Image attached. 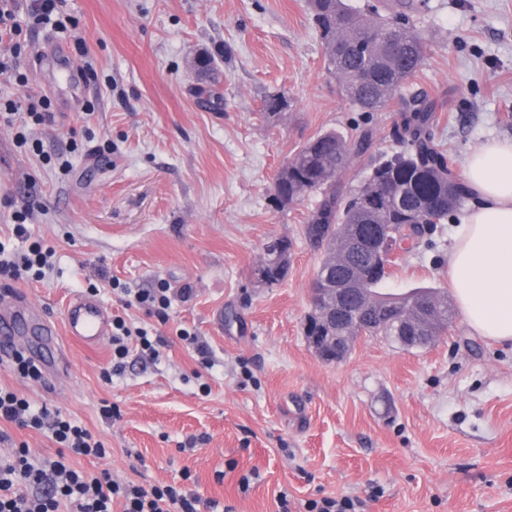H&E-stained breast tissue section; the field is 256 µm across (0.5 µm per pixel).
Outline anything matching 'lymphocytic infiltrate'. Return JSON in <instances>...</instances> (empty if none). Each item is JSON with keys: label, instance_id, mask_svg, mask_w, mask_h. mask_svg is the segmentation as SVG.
<instances>
[{"label": "lymphocytic infiltrate", "instance_id": "obj_1", "mask_svg": "<svg viewBox=\"0 0 512 512\" xmlns=\"http://www.w3.org/2000/svg\"><path fill=\"white\" fill-rule=\"evenodd\" d=\"M20 0H0V74L19 68L21 29L16 21ZM52 254L43 243L30 244L26 254L12 256L0 246V279L18 281L28 273L42 275ZM153 351L148 329L134 326L123 316L112 320V366L104 378L120 374L132 344ZM20 429L47 434L59 447L74 455H105L102 440L86 427L45 406H35L8 386L0 385V421ZM216 512L217 504L190 494L174 484L148 487L119 483L109 472L87 474L66 465L64 459L34 460L26 446L0 457V512Z\"/></svg>", "mask_w": 512, "mask_h": 512}]
</instances>
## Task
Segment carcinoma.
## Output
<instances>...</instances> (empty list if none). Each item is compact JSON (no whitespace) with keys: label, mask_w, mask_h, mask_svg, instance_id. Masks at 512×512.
<instances>
[{"label":"carcinoma","mask_w":512,"mask_h":512,"mask_svg":"<svg viewBox=\"0 0 512 512\" xmlns=\"http://www.w3.org/2000/svg\"><path fill=\"white\" fill-rule=\"evenodd\" d=\"M421 5L407 3L402 10L382 15L372 4L356 11L345 0H309L312 19L324 43L328 71L339 81L345 99L359 111L384 108L396 92L421 70L426 46L409 13ZM290 107L285 94L265 99L267 114ZM439 116L434 101L414 96L405 102L400 122L391 136L399 150L391 155L369 157L367 174L346 194H336L335 178L352 160L365 156L370 140L362 135L350 141L329 130L309 139L275 177L272 202L277 208L297 203L317 193L321 200L304 233L308 241L328 253L341 250V261L325 258L314 275L323 287L325 274L341 280L358 272L366 302L405 304L431 296L436 289H415L402 296L378 291L388 275L387 263H375L367 250L357 253L349 244L362 238L369 244L377 233L391 230L397 243H420L426 229L448 219V213L464 207L471 193L452 178L447 152L434 140ZM449 307L426 314L428 334L439 336L448 329Z\"/></svg>","instance_id":"obj_1"}]
</instances>
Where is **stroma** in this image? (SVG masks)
Masks as SVG:
<instances>
[{
    "label": "stroma",
    "mask_w": 512,
    "mask_h": 512,
    "mask_svg": "<svg viewBox=\"0 0 512 512\" xmlns=\"http://www.w3.org/2000/svg\"><path fill=\"white\" fill-rule=\"evenodd\" d=\"M66 29L39 59L48 28L19 14V77L0 75V98H45L54 119L29 126L28 146L0 124V243L12 234L4 198L31 201L32 239L53 247L45 279L9 282L57 333L25 343L57 375L34 383L0 364V384L61 411L104 442L71 467L120 483L187 484L233 512H292L307 500L348 496L364 512H512V343L475 336L462 315L431 346L405 349L362 336L342 362L311 351L304 332L311 282L325 257L303 227L320 197L277 209L276 172L314 135L370 132L392 153L401 100H441L436 141L461 173L491 139H512V0H425L412 19L428 54L422 70L378 112H361L329 73L308 0H63ZM218 79L199 95L196 55ZM82 68L66 85V67ZM285 93V114L265 98ZM43 145L36 155L31 142ZM67 169H60V159ZM454 225L399 251L381 292L451 293ZM292 242L283 280L259 283L266 243ZM170 288L158 358L131 353L105 380L112 342L86 348L61 331L78 295L109 315L129 314L120 288ZM207 343L201 369L177 329ZM120 415L102 418L103 404ZM195 448H185L187 438ZM26 444L56 457L44 434L0 421V455Z\"/></svg>",
    "instance_id": "1"
}]
</instances>
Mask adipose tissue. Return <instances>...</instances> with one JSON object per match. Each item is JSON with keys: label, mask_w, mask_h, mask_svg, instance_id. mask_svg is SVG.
Here are the masks:
<instances>
[{"label": "adipose tissue", "mask_w": 512, "mask_h": 512, "mask_svg": "<svg viewBox=\"0 0 512 512\" xmlns=\"http://www.w3.org/2000/svg\"><path fill=\"white\" fill-rule=\"evenodd\" d=\"M463 179L479 201L455 221L448 277L469 328L512 342V140L469 155Z\"/></svg>", "instance_id": "obj_1"}]
</instances>
